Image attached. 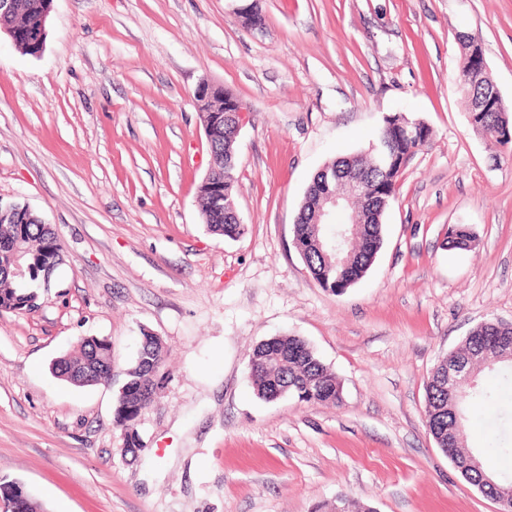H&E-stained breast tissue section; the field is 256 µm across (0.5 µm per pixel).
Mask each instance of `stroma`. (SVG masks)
<instances>
[{"instance_id":"obj_1","label":"stroma","mask_w":512,"mask_h":512,"mask_svg":"<svg viewBox=\"0 0 512 512\" xmlns=\"http://www.w3.org/2000/svg\"><path fill=\"white\" fill-rule=\"evenodd\" d=\"M54 0L42 52L0 35V202L51 226L64 261L40 308L0 313V481L47 512H496L425 426L439 359L488 320L512 325V144L471 126L456 31L478 33L512 105V0ZM231 89L249 117L235 150L245 232L202 223L210 161L194 99ZM432 135L386 211L383 247L337 294L294 244L328 160L367 148L386 115ZM453 224L473 248H446ZM164 383L125 455L113 422L143 333ZM306 340L343 387L338 406L258 399L249 352ZM112 343V383L49 367L80 338ZM467 445L512 477V364L483 370ZM224 95V101H222L224 103V109L228 108V105L230 104V102H235L238 100V96L235 95L232 91L228 90V89H225L224 91V87L223 86H218V85H214V84H211L207 81H204L202 82L196 89V92H195V100L197 102V106L198 108L200 107V105L210 99H212L214 96L216 95ZM201 98V101H199L198 99Z\"/></svg>"}]
</instances>
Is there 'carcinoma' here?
Segmentation results:
<instances>
[{
	"label": "carcinoma",
	"mask_w": 512,
	"mask_h": 512,
	"mask_svg": "<svg viewBox=\"0 0 512 512\" xmlns=\"http://www.w3.org/2000/svg\"><path fill=\"white\" fill-rule=\"evenodd\" d=\"M37 0H20V8L10 16L8 25L16 28L14 38L23 40L21 30L31 21L28 8ZM457 44L464 64L456 82L467 102L482 87H494L490 73L473 69L476 56L484 54L480 38L458 35ZM508 107L486 112L475 129L501 145L512 141L502 129L511 126ZM431 130L422 121L396 112L384 117L372 150L340 156L325 163L307 187L303 204L294 224L296 248L312 277L320 286L342 293L360 281L374 264L383 245V216L397 195L402 171L410 158L425 147ZM235 139L227 133L213 138L211 153L216 171L214 181L224 172L236 168ZM331 194L347 196L350 205L344 216L357 212L362 223L336 225L318 223L324 200ZM201 218L213 234L234 239L244 231L232 213L236 206L234 184H224V208L215 209L213 186L201 182L197 193ZM476 240L472 228L448 229L446 243L454 249H468ZM63 247L50 225L28 207L18 203L0 207V312L32 313L39 308L42 296L40 272L62 260ZM29 265L31 273L24 280L15 275L16 262ZM147 343L140 344L125 377L126 394L115 400L114 424L135 428L137 413L151 401L154 366L165 361L164 342L143 334ZM512 338V327L488 321L475 327L457 352V357L472 366H481L491 358L502 356L500 342ZM107 346L101 343H79L74 352L61 356L56 364L57 378L76 387H88L111 378L107 364ZM249 362L251 381L256 396L266 402L284 395L300 402L339 405V383L335 374L320 360L309 344L298 336H274L258 343ZM458 387L448 390L432 377L426 384V406L438 410L426 418L427 428L436 444L448 446V438L456 436V445L465 447L462 404L466 400L484 401L488 394L474 386L465 395Z\"/></svg>",
	"instance_id": "1"
}]
</instances>
